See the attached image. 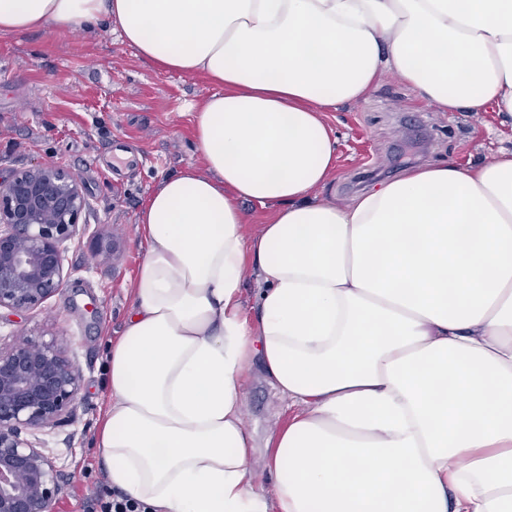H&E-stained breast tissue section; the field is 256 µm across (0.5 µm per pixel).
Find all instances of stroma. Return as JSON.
I'll return each instance as SVG.
<instances>
[{"label": "stroma", "mask_w": 512, "mask_h": 512, "mask_svg": "<svg viewBox=\"0 0 512 512\" xmlns=\"http://www.w3.org/2000/svg\"><path fill=\"white\" fill-rule=\"evenodd\" d=\"M214 91L203 76L154 70L106 26L0 34V175L52 162L78 179L89 202L85 231L66 253L64 287L40 308L0 311V344L53 330L82 373L75 421L40 436L69 478L51 512H85L106 479L97 423L107 400L108 342L121 331L143 254L138 216L164 177L200 165L189 107ZM326 119L338 150L323 194L339 204L417 166L447 160L466 166L512 150L511 114L442 112L417 102L393 75L367 101L338 105ZM245 385L255 439L249 468L255 488L266 489V442L292 410L259 367L246 372ZM84 468L89 478L72 481Z\"/></svg>", "instance_id": "35a3bbf8"}]
</instances>
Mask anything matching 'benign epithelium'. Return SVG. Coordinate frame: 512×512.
Returning <instances> with one entry per match:
<instances>
[{"label":"benign epithelium","instance_id":"1","mask_svg":"<svg viewBox=\"0 0 512 512\" xmlns=\"http://www.w3.org/2000/svg\"><path fill=\"white\" fill-rule=\"evenodd\" d=\"M88 206L76 177L50 162L0 179V309L30 311L62 289L68 243ZM81 387L58 336L0 346V512H50L63 476L31 437L70 422Z\"/></svg>","mask_w":512,"mask_h":512}]
</instances>
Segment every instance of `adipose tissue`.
<instances>
[{"label":"adipose tissue","mask_w":512,"mask_h":512,"mask_svg":"<svg viewBox=\"0 0 512 512\" xmlns=\"http://www.w3.org/2000/svg\"><path fill=\"white\" fill-rule=\"evenodd\" d=\"M106 25L216 87L162 180L109 346L97 448L150 512H512V151L321 197L324 115L393 71L512 115V0H0V33ZM273 205L244 231L240 204ZM262 283L243 308L245 271ZM295 408L251 486L244 369Z\"/></svg>","instance_id":"adipose-tissue-1"}]
</instances>
